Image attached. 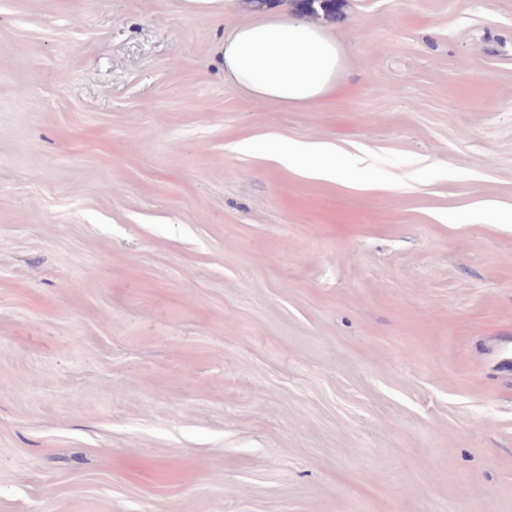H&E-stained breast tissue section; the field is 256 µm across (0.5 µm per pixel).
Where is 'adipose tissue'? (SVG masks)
I'll return each instance as SVG.
<instances>
[{"mask_svg":"<svg viewBox=\"0 0 512 512\" xmlns=\"http://www.w3.org/2000/svg\"><path fill=\"white\" fill-rule=\"evenodd\" d=\"M224 76L249 97L304 110L348 83L332 33L298 17L259 14L224 38Z\"/></svg>","mask_w":512,"mask_h":512,"instance_id":"ef3b65f1","label":"adipose tissue"}]
</instances>
